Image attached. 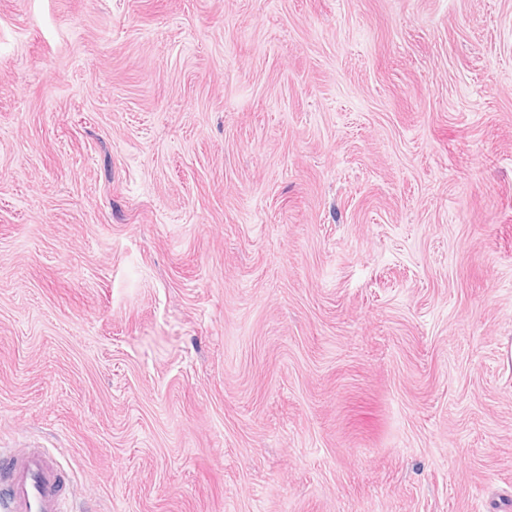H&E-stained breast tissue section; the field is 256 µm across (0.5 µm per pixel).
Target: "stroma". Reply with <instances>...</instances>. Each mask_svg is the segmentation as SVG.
<instances>
[{
    "mask_svg": "<svg viewBox=\"0 0 512 512\" xmlns=\"http://www.w3.org/2000/svg\"><path fill=\"white\" fill-rule=\"evenodd\" d=\"M71 512H507L512 0H0V448Z\"/></svg>",
    "mask_w": 512,
    "mask_h": 512,
    "instance_id": "1",
    "label": "stroma"
}]
</instances>
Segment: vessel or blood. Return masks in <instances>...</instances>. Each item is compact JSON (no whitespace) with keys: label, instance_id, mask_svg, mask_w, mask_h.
I'll return each instance as SVG.
<instances>
[{"label":"vessel or blood","instance_id":"1","mask_svg":"<svg viewBox=\"0 0 512 512\" xmlns=\"http://www.w3.org/2000/svg\"><path fill=\"white\" fill-rule=\"evenodd\" d=\"M0 512H69L65 478L41 449L0 455Z\"/></svg>","mask_w":512,"mask_h":512}]
</instances>
